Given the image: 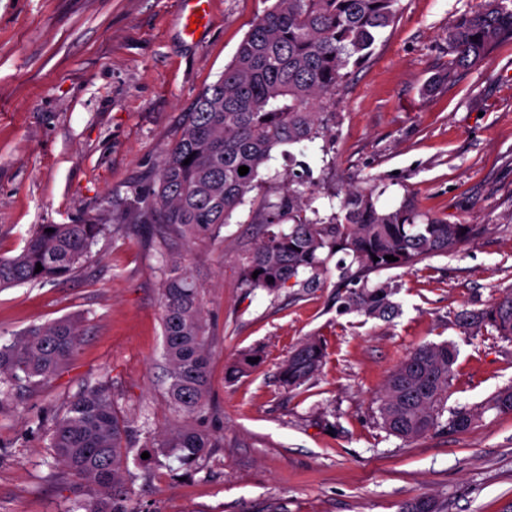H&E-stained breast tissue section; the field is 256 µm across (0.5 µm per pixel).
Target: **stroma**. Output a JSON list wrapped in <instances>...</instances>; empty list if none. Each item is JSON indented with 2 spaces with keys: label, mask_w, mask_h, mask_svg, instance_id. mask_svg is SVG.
I'll list each match as a JSON object with an SVG mask.
<instances>
[{
  "label": "stroma",
  "mask_w": 512,
  "mask_h": 512,
  "mask_svg": "<svg viewBox=\"0 0 512 512\" xmlns=\"http://www.w3.org/2000/svg\"><path fill=\"white\" fill-rule=\"evenodd\" d=\"M475 3L398 0L395 24L327 103L332 141L280 147L253 195L274 198L288 170H305L321 216L330 194L359 184L382 208L408 201L421 218L479 234L375 273L394 289L385 318L341 312L332 267L312 290L246 288L242 268L262 230L249 208L188 251L210 348L207 403L192 423L220 437L190 467L139 456L183 422L166 394L153 240L108 230L68 278L0 290V338L64 317L82 333L68 367L25 396L0 381V512H68L83 499L49 435L99 382L131 430L135 512H400L421 500L435 512H512V414L485 407L512 385V341L459 322L512 294V40L428 88L448 65L449 25ZM270 5L212 0L191 39L184 0H0V255L18 253L39 225L117 216L145 193L185 112ZM311 336L326 347L322 369L285 390L278 368ZM444 341L457 349L445 407L475 410L476 421L408 443L388 435L376 410L386 379L417 347ZM249 350L256 365L227 381L226 367Z\"/></svg>",
  "instance_id": "obj_1"
}]
</instances>
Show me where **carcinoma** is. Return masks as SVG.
I'll return each mask as SVG.
<instances>
[{
  "label": "carcinoma",
  "instance_id": "1",
  "mask_svg": "<svg viewBox=\"0 0 512 512\" xmlns=\"http://www.w3.org/2000/svg\"><path fill=\"white\" fill-rule=\"evenodd\" d=\"M398 0H272L240 42L232 61L197 97L175 144L162 157L147 194L122 215L134 228L149 225L165 252L161 270V310L167 395L186 419L207 402L209 349L201 287L185 258L194 245L219 236L221 228L258 186L259 170L279 146L304 148L331 137L336 113L325 111L349 66L364 63L380 33L397 16ZM512 39V0H477L448 28L453 57L441 83L459 69L481 63L493 45ZM189 164H184L185 159ZM249 167L239 175L238 168ZM316 190L294 172L277 186V201L252 209V223L278 224L277 232L254 242L242 270V283L275 294L285 288H317L336 262L339 281L357 289L343 310L384 317L395 306L387 283L368 285L382 270L412 266L427 256L448 254L474 237L471 224L430 219L416 223L409 204L382 209L373 189L346 190L338 211L319 217ZM312 212L316 218L307 217ZM102 231L99 218L76 224H41L22 251L0 256V289L31 282H55L77 269ZM339 250H334V247ZM393 255L390 262L385 256ZM378 260H373V257ZM42 270L35 272L36 264ZM467 325L487 323L512 341V294L481 313L465 314ZM77 322L60 318L32 325L10 341H0V377L18 392L53 378L78 352ZM456 353L448 343L414 350L388 376L378 399L382 428L411 442L443 426L463 432L476 419L469 409L445 410ZM252 352L242 353L225 371L234 380L253 367ZM326 358L323 343L310 337L281 364L278 380L287 390L312 380ZM512 413V386L487 402ZM216 437L189 423L167 432L154 447L182 464H191ZM58 463L82 481L86 498L68 512H130L131 472L126 466L128 425L118 416L110 388L87 387L56 419L50 434Z\"/></svg>",
  "mask_w": 512,
  "mask_h": 512
}]
</instances>
